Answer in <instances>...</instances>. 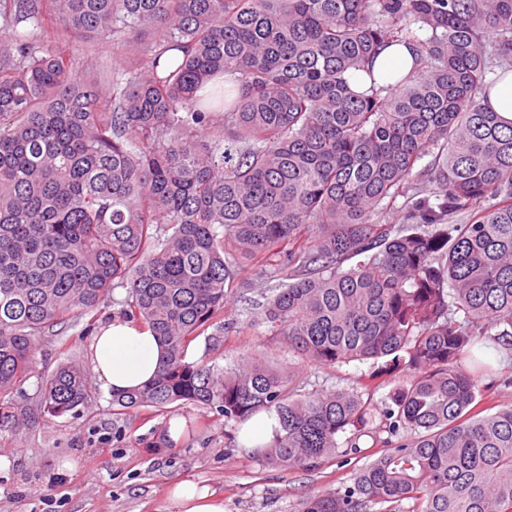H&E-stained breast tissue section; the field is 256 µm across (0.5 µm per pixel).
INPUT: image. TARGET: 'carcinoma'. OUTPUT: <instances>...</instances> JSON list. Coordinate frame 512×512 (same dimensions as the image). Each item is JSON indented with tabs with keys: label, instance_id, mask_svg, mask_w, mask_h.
<instances>
[{
	"label": "carcinoma",
	"instance_id": "1",
	"mask_svg": "<svg viewBox=\"0 0 512 512\" xmlns=\"http://www.w3.org/2000/svg\"><path fill=\"white\" fill-rule=\"evenodd\" d=\"M71 33L138 41L127 78L77 77ZM396 44L413 46L411 73L355 91ZM495 61L512 64V0H0V406L37 338L121 287L167 358L112 405L194 403L239 425L273 412L256 453L278 468L318 467L348 431L358 451L378 433L369 384L301 393L256 357L188 359L225 328L246 269L263 323L303 361L401 366L386 451L305 512H512V404L480 411L498 379L462 364L481 341L512 352V118L478 100ZM220 72L237 94L211 109L196 92ZM399 197L416 223L372 220ZM88 399L72 363L41 381L45 414Z\"/></svg>",
	"mask_w": 512,
	"mask_h": 512
}]
</instances>
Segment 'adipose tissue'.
I'll return each instance as SVG.
<instances>
[{
  "mask_svg": "<svg viewBox=\"0 0 512 512\" xmlns=\"http://www.w3.org/2000/svg\"><path fill=\"white\" fill-rule=\"evenodd\" d=\"M411 46L385 48L374 60L370 74L354 75L360 88L394 85L413 68ZM87 359L96 382L105 392L137 390L156 375L164 359L158 337L147 326L117 318L101 325L86 346Z\"/></svg>",
  "mask_w": 512,
  "mask_h": 512,
  "instance_id": "obj_1",
  "label": "adipose tissue"
}]
</instances>
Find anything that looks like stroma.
I'll use <instances>...</instances> for the list:
<instances>
[{"label":"stroma","instance_id":"obj_1","mask_svg":"<svg viewBox=\"0 0 512 512\" xmlns=\"http://www.w3.org/2000/svg\"><path fill=\"white\" fill-rule=\"evenodd\" d=\"M73 44V67L80 74L113 70L128 55L126 47L108 39L91 44L77 37ZM126 296L125 289H114L90 317L68 323L61 335L38 341L33 373L13 393L26 413L0 419V457L11 463L0 475V512H181L170 497L172 485L181 480L207 486L223 501L224 512H303L307 497L351 484L359 468L381 455V446L364 436L359 456L339 455L308 471L271 467L229 442L234 423L224 422L209 408L188 403L164 412L120 411L92 376L87 379L88 403L60 417L44 414L39 404L42 380L64 362L88 372L86 344L96 326L121 316ZM257 297L249 285L233 289L225 312L227 318L243 322V330L199 337L189 360L213 358L212 350L220 344L224 356L217 364L230 369L246 354L256 353L293 366L306 392L347 389L371 377L377 385L373 403L383 408L393 375H376L371 360L333 367L301 361L269 334L267 325L248 327L247 303ZM476 355L503 379L484 392L483 406L512 403V354L482 347ZM176 419L184 420L185 428L175 444L168 430Z\"/></svg>","mask_w":512,"mask_h":512}]
</instances>
